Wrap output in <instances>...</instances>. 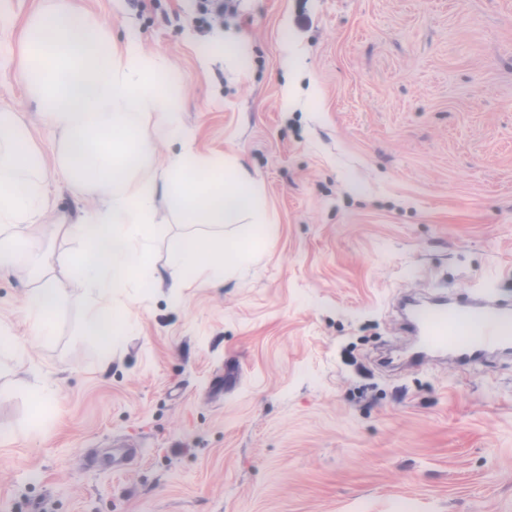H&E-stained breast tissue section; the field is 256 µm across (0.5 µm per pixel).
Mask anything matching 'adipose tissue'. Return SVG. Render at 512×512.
I'll list each match as a JSON object with an SVG mask.
<instances>
[{"label":"adipose tissue","mask_w":512,"mask_h":512,"mask_svg":"<svg viewBox=\"0 0 512 512\" xmlns=\"http://www.w3.org/2000/svg\"><path fill=\"white\" fill-rule=\"evenodd\" d=\"M6 64L26 84L45 127L59 135L60 151L52 164L38 166L16 113H0V269L20 267L23 231L51 205L41 185L56 176L100 204L94 216L59 222L54 230L82 242L74 275L89 294L88 328L102 340L116 341L125 328L112 305L114 290L156 281L144 227L153 222L157 203L183 224L252 218L246 234L230 244L196 237L177 242L169 268L182 282L223 283L233 266L253 255L265 215L243 168L186 143L162 170L152 169L144 128L150 123L162 138L177 136L181 99L142 53L136 31L114 42L78 16L69 0H58L54 9L29 18L13 56H0V66ZM64 293L55 281L28 291L25 315L34 335H50L52 310Z\"/></svg>","instance_id":"1"}]
</instances>
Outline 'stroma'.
<instances>
[{"label": "stroma", "instance_id": "1", "mask_svg": "<svg viewBox=\"0 0 512 512\" xmlns=\"http://www.w3.org/2000/svg\"><path fill=\"white\" fill-rule=\"evenodd\" d=\"M70 2L113 40L139 32L197 152L254 179L267 232L223 284L184 288L171 244L243 228L158 208V280L116 293L111 345L86 332L80 240L52 231L98 203L46 184L29 268L0 271V512H512V354L380 365L408 342L402 294L512 297V0H237L213 25L197 0ZM0 109L52 162L59 141L7 68ZM52 279L68 284L53 331L31 335L25 293ZM119 437L140 444L126 470Z\"/></svg>", "mask_w": 512, "mask_h": 512}]
</instances>
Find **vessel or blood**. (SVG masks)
<instances>
[{
	"label": "vessel or blood",
	"instance_id": "1",
	"mask_svg": "<svg viewBox=\"0 0 512 512\" xmlns=\"http://www.w3.org/2000/svg\"><path fill=\"white\" fill-rule=\"evenodd\" d=\"M398 313L404 333L418 343L417 353L408 358L413 366L432 358L458 368L485 366L495 354L512 350L511 298L409 295Z\"/></svg>",
	"mask_w": 512,
	"mask_h": 512
}]
</instances>
